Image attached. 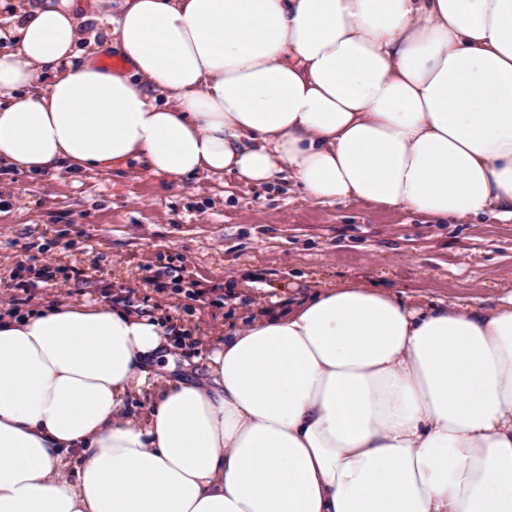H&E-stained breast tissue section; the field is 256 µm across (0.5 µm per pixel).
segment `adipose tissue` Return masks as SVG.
<instances>
[{
	"instance_id": "adipose-tissue-1",
	"label": "adipose tissue",
	"mask_w": 512,
	"mask_h": 512,
	"mask_svg": "<svg viewBox=\"0 0 512 512\" xmlns=\"http://www.w3.org/2000/svg\"><path fill=\"white\" fill-rule=\"evenodd\" d=\"M98 2L125 68L77 54L81 0L12 14L0 163L512 219V0ZM182 341L101 303L1 317L0 512H512V290L331 284L163 379Z\"/></svg>"
}]
</instances>
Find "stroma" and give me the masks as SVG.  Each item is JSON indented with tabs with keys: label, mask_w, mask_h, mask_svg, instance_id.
Instances as JSON below:
<instances>
[{
	"label": "stroma",
	"mask_w": 512,
	"mask_h": 512,
	"mask_svg": "<svg viewBox=\"0 0 512 512\" xmlns=\"http://www.w3.org/2000/svg\"><path fill=\"white\" fill-rule=\"evenodd\" d=\"M48 260L38 277L32 259ZM23 309L123 302L187 329L177 375H206L204 352L258 308L285 309L343 280L430 300H495L512 288V220L438 224L422 214L305 201L293 182L235 175L175 184L145 166L31 175L0 165V314L18 280Z\"/></svg>",
	"instance_id": "obj_1"
}]
</instances>
